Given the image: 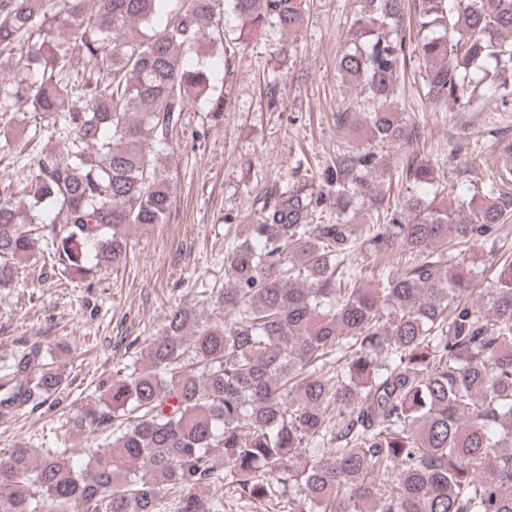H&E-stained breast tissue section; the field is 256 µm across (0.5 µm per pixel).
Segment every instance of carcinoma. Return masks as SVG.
Listing matches in <instances>:
<instances>
[{
    "label": "carcinoma",
    "mask_w": 512,
    "mask_h": 512,
    "mask_svg": "<svg viewBox=\"0 0 512 512\" xmlns=\"http://www.w3.org/2000/svg\"><path fill=\"white\" fill-rule=\"evenodd\" d=\"M339 71L368 107L356 126L405 149L399 178L435 185L411 151L398 78L414 50L433 103L512 101V0H361ZM0 0V136L33 124L37 173L0 184V288L48 253L83 282L127 261L129 231L163 223L173 185L154 146L176 137L188 107L221 114L223 93L188 57L227 60L269 26L299 31L306 0ZM231 10L238 41L215 35ZM35 39L22 50L26 37ZM69 141L59 153L53 140ZM359 148L266 200L224 257L225 287L204 310L181 306L142 354L98 385L100 405L73 426L102 433L76 469L67 448L39 458L18 442L0 458V512H224L239 497L288 512H512V157L498 180L450 208L431 199L381 213L363 240L341 205L382 204ZM63 215L43 223L41 205ZM336 222L316 224L323 213ZM376 273L364 283L357 255ZM492 263L487 287L475 277ZM384 360H378L379 354ZM66 376L38 347L0 355V414L53 410ZM327 464L316 462L324 452ZM383 476L380 483L377 476ZM295 484L304 507L279 486Z\"/></svg>",
    "instance_id": "obj_1"
}]
</instances>
